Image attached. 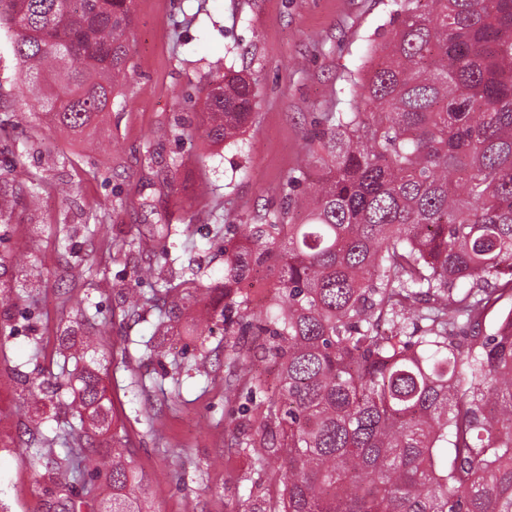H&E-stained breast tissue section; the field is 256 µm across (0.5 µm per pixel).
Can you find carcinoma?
Segmentation results:
<instances>
[{"mask_svg": "<svg viewBox=\"0 0 512 512\" xmlns=\"http://www.w3.org/2000/svg\"><path fill=\"white\" fill-rule=\"evenodd\" d=\"M128 2L0 0L24 92L66 136L95 129L129 78ZM395 5L348 108L305 137L285 206L224 241L220 298L194 274L163 281V333L192 304L206 308L202 336L234 312L254 340L230 345L228 367H277L273 382L236 375L251 404L236 445L278 484L259 512H512V310L482 330L512 299V0ZM257 96L256 80L212 72L189 134L237 142ZM263 268L274 297L255 312L240 284ZM59 377L28 398L72 396L70 418L33 420L64 447L48 473L87 490L100 477L88 444L110 432L102 512H150L100 366Z\"/></svg>", "mask_w": 512, "mask_h": 512, "instance_id": "obj_1", "label": "carcinoma"}]
</instances>
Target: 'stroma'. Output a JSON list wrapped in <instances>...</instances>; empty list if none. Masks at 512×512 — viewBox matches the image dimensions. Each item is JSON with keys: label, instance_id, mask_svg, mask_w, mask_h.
<instances>
[{"label": "stroma", "instance_id": "1", "mask_svg": "<svg viewBox=\"0 0 512 512\" xmlns=\"http://www.w3.org/2000/svg\"><path fill=\"white\" fill-rule=\"evenodd\" d=\"M393 9L391 0H138L134 72L90 148L32 112L0 34V192L17 199L0 222V512H46L51 493L64 491L43 460L17 454L30 437L24 398L31 383L57 374L59 348L87 334L89 315L107 325L95 360L154 512H252L274 492L228 433L245 399L227 390V339L183 327L161 337L185 365L171 379L143 345L162 303L135 270L176 278L192 266L203 283L222 282L225 225L279 209V187L304 159L305 132L320 113L346 107V78ZM223 65L258 80L259 116L238 143L212 146L184 131L209 72ZM104 205L117 210L107 221ZM186 221L190 235L171 237L166 252L128 247ZM58 224L69 225V239H57ZM22 281L33 285L32 299H15ZM125 288L145 299L136 315L120 301ZM199 358L200 373L192 369Z\"/></svg>", "mask_w": 512, "mask_h": 512}]
</instances>
